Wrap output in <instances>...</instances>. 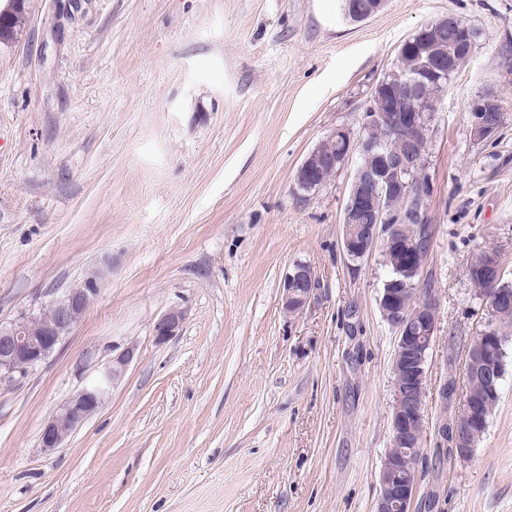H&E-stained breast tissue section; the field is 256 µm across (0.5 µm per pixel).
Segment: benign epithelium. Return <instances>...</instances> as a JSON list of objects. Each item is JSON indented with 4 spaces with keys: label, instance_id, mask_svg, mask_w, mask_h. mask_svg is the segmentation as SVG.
<instances>
[{
    "label": "benign epithelium",
    "instance_id": "obj_1",
    "mask_svg": "<svg viewBox=\"0 0 512 512\" xmlns=\"http://www.w3.org/2000/svg\"><path fill=\"white\" fill-rule=\"evenodd\" d=\"M448 23L444 16L428 22L414 35L404 40L397 51L401 57L409 46H416L426 39L429 30ZM451 70L443 58L432 52L411 74L392 68L372 86L369 100L383 98L388 111L375 118V124L405 144V151L397 153L388 148L386 138L372 134V125L364 123L359 131L348 126H338L327 138L339 140L342 147L332 158L335 167L341 169L356 155L359 162L354 170L349 196L343 210L342 223L345 234L341 249L348 264L381 247L390 253L397 246L407 259L394 263V268L406 280H417V305L412 315L399 307L397 296L406 292L399 281L384 285L379 297V309L396 334L393 358V404L391 411V447L420 448L424 433V407L427 373L426 359L432 348L436 331L437 300L433 290L423 286L421 279L426 265L424 256L415 242L401 241L395 233L399 218L388 206V197L414 196L417 189L430 191L427 158L420 143L432 130V116L437 103L420 95V89L431 83L448 82ZM499 106L497 96L486 93L474 100L470 107V126L478 141L493 139L498 127L485 120L487 110ZM325 158L321 147L311 150L299 166L295 185L300 193L307 194L320 188L318 172ZM371 209L377 215L375 224H358L359 212ZM488 280L495 282L501 274L496 251L482 249L474 259ZM103 271L89 272L79 288H67L49 293L50 299L20 314L7 324L0 323V380L22 377L45 362L62 344L73 327L98 299ZM316 283L313 268L298 262L286 272L282 283V300L285 310L292 314L303 312ZM183 322L180 311H170L154 325V340L158 344L176 335ZM484 347L467 352L465 374L470 378L481 371L489 387L485 399H469L468 427L463 429L454 423L443 421L437 427L440 439L449 445L457 458L470 457L472 448L470 432L480 428L485 418L487 402L499 397L498 383L505 372L504 362L486 353L489 345L500 344L498 328L486 320L480 331ZM136 355V347L128 346L100 371L99 375L81 391L63 403L46 422L41 432L42 447L53 450L77 431L103 405L124 378ZM419 457L387 452L379 470V495L374 512H401L416 495V484L408 473L416 467Z\"/></svg>",
    "mask_w": 512,
    "mask_h": 512
}]
</instances>
